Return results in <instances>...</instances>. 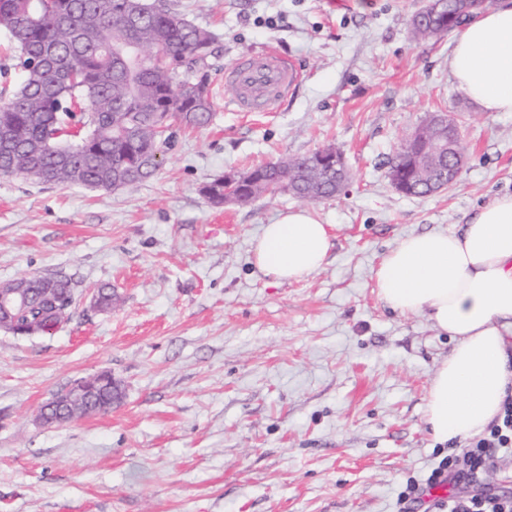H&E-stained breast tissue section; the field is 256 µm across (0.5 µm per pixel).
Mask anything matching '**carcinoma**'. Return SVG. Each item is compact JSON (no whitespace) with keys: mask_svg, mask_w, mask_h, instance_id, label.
Masks as SVG:
<instances>
[{"mask_svg":"<svg viewBox=\"0 0 512 512\" xmlns=\"http://www.w3.org/2000/svg\"><path fill=\"white\" fill-rule=\"evenodd\" d=\"M447 0L430 29L411 28L425 41L466 19ZM0 31L16 50L20 80L0 98V125L13 144L0 148V176L59 187L130 188L153 177L161 146L174 126L204 128L213 117L207 28L178 15L167 0H0ZM313 157H282L249 169L245 200L290 194L306 202L336 195V169H318ZM224 203V178L200 189ZM49 289L13 319L26 337L55 333L70 319L75 284L65 274L22 275L3 284Z\"/></svg>","mask_w":512,"mask_h":512,"instance_id":"cac0c4a2","label":"carcinoma"}]
</instances>
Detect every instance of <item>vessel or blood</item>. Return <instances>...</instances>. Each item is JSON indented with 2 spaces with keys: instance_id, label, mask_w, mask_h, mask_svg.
Returning <instances> with one entry per match:
<instances>
[{
  "instance_id": "b4317fda",
  "label": "vessel or blood",
  "mask_w": 512,
  "mask_h": 512,
  "mask_svg": "<svg viewBox=\"0 0 512 512\" xmlns=\"http://www.w3.org/2000/svg\"><path fill=\"white\" fill-rule=\"evenodd\" d=\"M300 78V68L271 49L249 54L224 71L234 90L231 104L240 112L276 111Z\"/></svg>"
}]
</instances>
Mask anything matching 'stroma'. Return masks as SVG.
<instances>
[{"instance_id":"35a3bbf8","label":"stroma","mask_w":512,"mask_h":512,"mask_svg":"<svg viewBox=\"0 0 512 512\" xmlns=\"http://www.w3.org/2000/svg\"><path fill=\"white\" fill-rule=\"evenodd\" d=\"M170 3L216 36L209 126L176 131L157 175L128 189L0 177V283L62 272L76 284L55 334L0 330V512H400L407 481L449 453L426 409L455 342L385 308L372 273L403 236L460 230L512 194V113L454 88L453 34L411 41L421 0ZM269 47L301 82L277 111H234L225 69ZM430 112L457 118L466 163L449 189L407 196L387 159ZM326 145L349 169L346 189L311 207L333 247L306 279L274 281L252 244L301 200L217 208L199 189ZM104 284L120 300L100 310ZM104 370L122 388L111 410L40 420ZM448 493L512 498V454Z\"/></svg>"}]
</instances>
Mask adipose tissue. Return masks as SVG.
<instances>
[{
	"label": "adipose tissue",
	"instance_id": "adipose-tissue-1",
	"mask_svg": "<svg viewBox=\"0 0 512 512\" xmlns=\"http://www.w3.org/2000/svg\"><path fill=\"white\" fill-rule=\"evenodd\" d=\"M456 89L484 112H512V0L477 13L448 57ZM333 245L308 208L263 225L255 265L278 282L320 269ZM379 301L425 315L455 346L435 372L426 423L436 441L481 436L512 394V195L495 198L460 232L411 233L373 272Z\"/></svg>",
	"mask_w": 512,
	"mask_h": 512
}]
</instances>
